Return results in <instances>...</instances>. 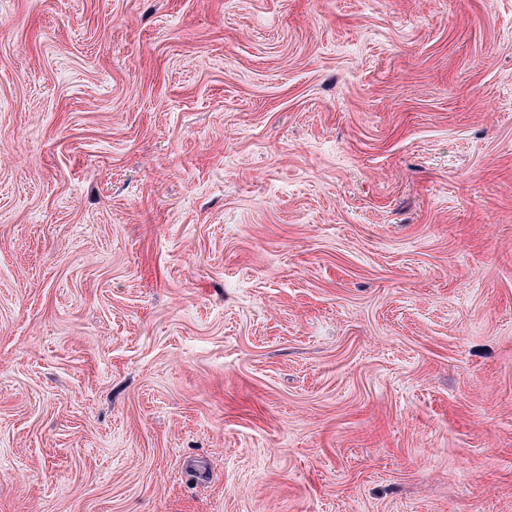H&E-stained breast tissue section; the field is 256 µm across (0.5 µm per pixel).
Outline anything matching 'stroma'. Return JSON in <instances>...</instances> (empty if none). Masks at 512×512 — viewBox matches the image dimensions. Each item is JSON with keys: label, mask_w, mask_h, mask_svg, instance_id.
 <instances>
[{"label": "stroma", "mask_w": 512, "mask_h": 512, "mask_svg": "<svg viewBox=\"0 0 512 512\" xmlns=\"http://www.w3.org/2000/svg\"><path fill=\"white\" fill-rule=\"evenodd\" d=\"M0 512H512V0H0Z\"/></svg>", "instance_id": "1"}]
</instances>
